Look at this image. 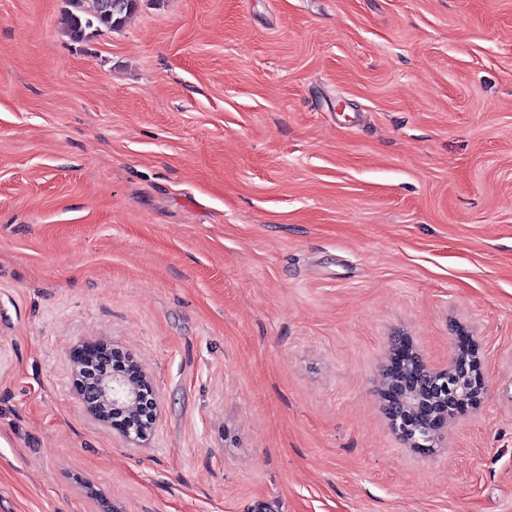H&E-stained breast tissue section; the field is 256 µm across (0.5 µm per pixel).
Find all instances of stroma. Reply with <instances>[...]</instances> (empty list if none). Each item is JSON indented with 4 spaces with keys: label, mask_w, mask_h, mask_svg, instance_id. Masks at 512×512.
<instances>
[{
    "label": "stroma",
    "mask_w": 512,
    "mask_h": 512,
    "mask_svg": "<svg viewBox=\"0 0 512 512\" xmlns=\"http://www.w3.org/2000/svg\"><path fill=\"white\" fill-rule=\"evenodd\" d=\"M0 0V512H512V0ZM480 404L386 413L397 338ZM161 396L134 445L71 351ZM72 10L62 19L63 31L74 40L82 39L86 31L98 27L95 23L111 30L125 26L136 11L139 0H68ZM419 358V357H418ZM412 360L424 369L421 381H409L396 384L391 390L388 386L387 399H393V405H387V415L392 428L412 447L427 451L435 447L441 438L448 417L449 405L463 404L476 406L484 393V380L475 352L462 356L458 351L448 369L435 371L413 354ZM462 378V379H461ZM465 378V380H464ZM424 379V380H423ZM426 380V382H425ZM463 385L459 388L458 385ZM430 402L445 409L444 415H424L422 410Z\"/></svg>",
    "instance_id": "35a3bbf8"
}]
</instances>
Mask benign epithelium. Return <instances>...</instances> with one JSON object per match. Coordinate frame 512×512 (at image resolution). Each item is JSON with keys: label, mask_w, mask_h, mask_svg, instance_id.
<instances>
[{"label": "benign epithelium", "mask_w": 512, "mask_h": 512, "mask_svg": "<svg viewBox=\"0 0 512 512\" xmlns=\"http://www.w3.org/2000/svg\"><path fill=\"white\" fill-rule=\"evenodd\" d=\"M125 354L118 348L99 345L80 348L72 355L78 376L77 394L85 409L112 429L139 443L151 434L159 410L153 384L120 366ZM412 360L424 369L422 381L396 384L387 390L393 399L387 415L392 428L412 447L427 451L435 447L449 414L429 416L422 410L433 402L443 409L451 405L476 406L484 393V380L475 352H457L448 368L430 369L422 360ZM112 370H104L106 363Z\"/></svg>", "instance_id": "1"}]
</instances>
